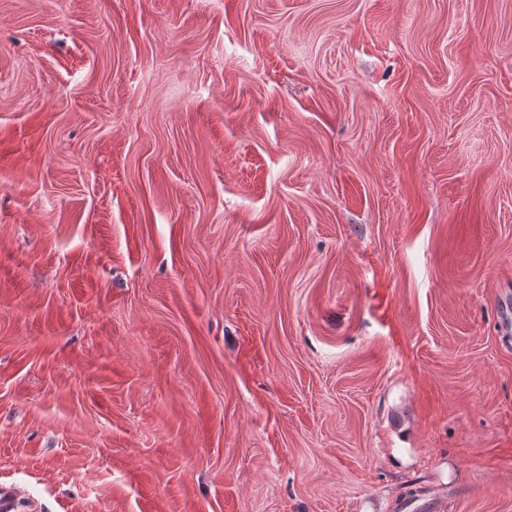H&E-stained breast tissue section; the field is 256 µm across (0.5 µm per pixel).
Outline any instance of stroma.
I'll list each match as a JSON object with an SVG mask.
<instances>
[{
    "label": "stroma",
    "mask_w": 512,
    "mask_h": 512,
    "mask_svg": "<svg viewBox=\"0 0 512 512\" xmlns=\"http://www.w3.org/2000/svg\"><path fill=\"white\" fill-rule=\"evenodd\" d=\"M21 512H512V0H0Z\"/></svg>",
    "instance_id": "obj_1"
}]
</instances>
